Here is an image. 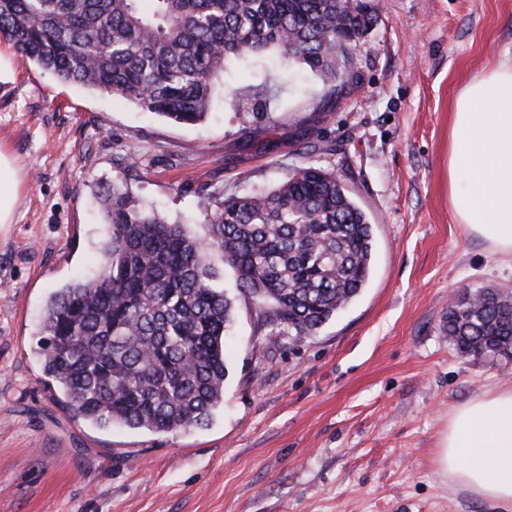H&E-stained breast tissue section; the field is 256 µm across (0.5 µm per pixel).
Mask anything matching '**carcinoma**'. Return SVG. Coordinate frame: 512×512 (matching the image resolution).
<instances>
[{
  "label": "carcinoma",
  "instance_id": "cac0c4a2",
  "mask_svg": "<svg viewBox=\"0 0 512 512\" xmlns=\"http://www.w3.org/2000/svg\"><path fill=\"white\" fill-rule=\"evenodd\" d=\"M349 0H0V36L66 83L126 98L182 124L202 121L230 58L268 49L304 65L331 94L349 87L340 39L370 17ZM99 270L57 289L39 349L48 385L75 417L172 433L224 401L233 303L214 286L221 253L269 337L295 341L336 317L367 283L373 225L344 184L313 163L263 192L205 209L201 238L102 188ZM440 329L463 356L512 357V293L465 291Z\"/></svg>",
  "mask_w": 512,
  "mask_h": 512
}]
</instances>
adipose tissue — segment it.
<instances>
[{"instance_id":"ef3b65f1","label":"adipose tissue","mask_w":512,"mask_h":512,"mask_svg":"<svg viewBox=\"0 0 512 512\" xmlns=\"http://www.w3.org/2000/svg\"><path fill=\"white\" fill-rule=\"evenodd\" d=\"M448 199L457 223L512 259V62L470 81L455 100ZM436 459L456 484L512 512V385L456 408Z\"/></svg>"}]
</instances>
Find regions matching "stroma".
Listing matches in <instances>:
<instances>
[{
  "instance_id": "1",
  "label": "stroma",
  "mask_w": 512,
  "mask_h": 512,
  "mask_svg": "<svg viewBox=\"0 0 512 512\" xmlns=\"http://www.w3.org/2000/svg\"><path fill=\"white\" fill-rule=\"evenodd\" d=\"M0 148L22 180L0 226V512H494L436 463L455 408L512 383V360L460 356L439 328L464 290L512 291V265L448 202L459 91L512 60V0H376L341 96L278 57L227 64L207 118L178 124L117 95L60 81L0 40ZM270 84L265 114L236 98ZM336 174L374 228L359 296L316 334L268 342L220 254L234 301L224 403L161 434L74 417L36 353L49 296L96 271L98 195L121 183L172 220L210 197L249 195L303 165ZM206 194H199V184Z\"/></svg>"
}]
</instances>
